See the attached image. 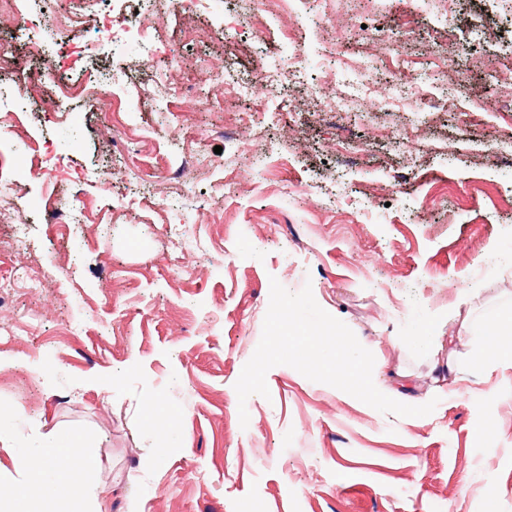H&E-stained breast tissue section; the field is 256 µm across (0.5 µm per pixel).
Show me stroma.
<instances>
[{
    "label": "stroma",
    "mask_w": 512,
    "mask_h": 512,
    "mask_svg": "<svg viewBox=\"0 0 512 512\" xmlns=\"http://www.w3.org/2000/svg\"><path fill=\"white\" fill-rule=\"evenodd\" d=\"M48 6L62 17L77 0H17L0 15V82L28 92L0 114L13 164L0 203L20 217L0 223V483L18 479L29 449L84 435L95 463L83 485L107 512H512V367L440 375L460 314L478 323L512 308V152L488 142L490 128H512V8L455 0L447 23L383 0L338 5L349 39L358 21L380 28L415 75L454 27L448 56L468 76L449 112L332 119L288 109L332 71L311 27L287 91L241 93L252 56L276 66L290 51L285 15L249 37L251 55L225 42L248 0L149 12L98 0L97 30L60 46L27 25ZM117 22L158 30V64L138 45L113 48ZM32 40L74 79L121 71L124 90L103 87L96 111L62 103ZM159 81L174 89L161 103L147 94ZM402 125L418 129L406 148L389 135ZM189 150L202 174L169 181ZM51 199L85 222L55 234ZM22 266L33 272L19 290ZM274 279L311 285L372 352L376 382L435 410L383 414L287 365L268 371L269 397L239 402ZM148 402L176 421L169 445L144 419Z\"/></svg>",
    "instance_id": "35a3bbf8"
}]
</instances>
